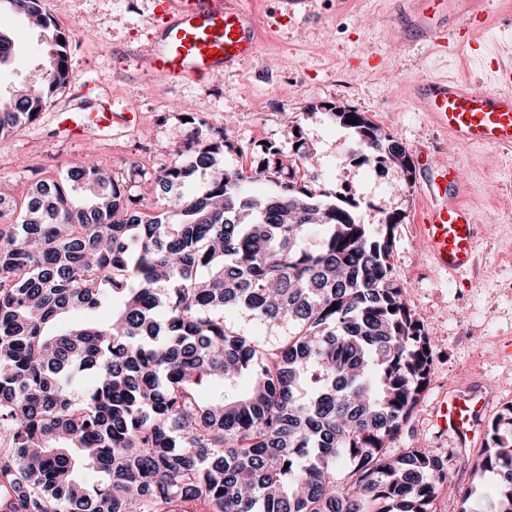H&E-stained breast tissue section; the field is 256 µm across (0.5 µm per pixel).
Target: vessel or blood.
<instances>
[{
  "mask_svg": "<svg viewBox=\"0 0 512 512\" xmlns=\"http://www.w3.org/2000/svg\"><path fill=\"white\" fill-rule=\"evenodd\" d=\"M420 24L444 34L441 21L461 9L482 19L491 0H408ZM165 20L150 54L140 65L151 80L193 81L226 72L257 53L259 20L241 0H158ZM500 91H485L454 79H439L423 88V101L435 122L462 144L512 149V67L501 71ZM62 131L79 134L90 128L112 126V103L104 101L96 112L67 106ZM426 204L419 228L434 264L447 272L469 269L477 246V218L463 200L464 187L454 164L430 169L424 182ZM487 401L481 392L449 395L436 420L459 445L474 441Z\"/></svg>",
  "mask_w": 512,
  "mask_h": 512,
  "instance_id": "b4317fda",
  "label": "vessel or blood"
}]
</instances>
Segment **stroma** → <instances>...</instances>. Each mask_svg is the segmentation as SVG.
Wrapping results in <instances>:
<instances>
[{
  "label": "stroma",
  "instance_id": "1",
  "mask_svg": "<svg viewBox=\"0 0 512 512\" xmlns=\"http://www.w3.org/2000/svg\"><path fill=\"white\" fill-rule=\"evenodd\" d=\"M242 2L262 21L257 57L236 73L159 85L139 76L135 61L153 39L155 0H44L60 26L79 24L70 49L74 80L34 124L0 139V186L19 198L39 179L65 176L99 155L121 168L128 194L161 207L165 201L150 183L183 144L187 117L206 119L201 138L224 135L236 149L226 166L246 171L259 163L264 144L291 152L292 132L301 130L315 159L300 174L314 194L343 196L366 224L400 217L392 277L439 345L431 380L395 447L451 453L452 436L434 420L448 393L484 392L488 422L512 403V151L455 145L426 112L420 88L453 76L496 89L494 71L512 64V0H496L461 55L411 23L407 0ZM0 22L16 38L12 64L0 68L3 95L39 80L47 58L40 29L6 7ZM104 93L111 94L115 112L126 113L123 125L108 134L58 136L59 107L76 101L91 110ZM335 107L366 113L396 136L414 163L410 181L393 168L379 170L352 157V132L333 118ZM427 159L458 163L464 201L478 220L476 258L462 274L436 270L420 234Z\"/></svg>",
  "mask_w": 512,
  "mask_h": 512
}]
</instances>
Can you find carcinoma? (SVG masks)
<instances>
[{"label": "carcinoma", "instance_id": "cac0c4a2", "mask_svg": "<svg viewBox=\"0 0 512 512\" xmlns=\"http://www.w3.org/2000/svg\"><path fill=\"white\" fill-rule=\"evenodd\" d=\"M6 2L46 34L49 60L38 92L0 97V139L73 79V31L42 0ZM14 50L0 24V67ZM333 117L355 156L410 177L405 146L365 113ZM226 148L192 129L154 175L164 210L97 159L0 211V489L11 512H432L449 458L390 452L436 349L391 277L399 217L374 233L294 172L259 195L253 185L280 174L284 151L266 147L248 174L224 165ZM313 233L318 245L303 247ZM105 301L106 320L57 329ZM228 308L293 330L276 344L245 336ZM209 382L240 392L210 400ZM508 426L512 404L473 468L476 483L497 477V512H512Z\"/></svg>", "mask_w": 512, "mask_h": 512}]
</instances>
